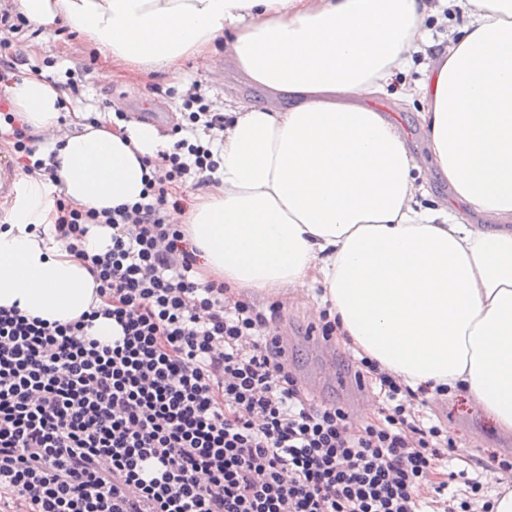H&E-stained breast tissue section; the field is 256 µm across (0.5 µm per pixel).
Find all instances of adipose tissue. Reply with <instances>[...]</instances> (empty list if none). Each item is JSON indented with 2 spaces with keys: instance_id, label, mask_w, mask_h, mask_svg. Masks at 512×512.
<instances>
[{
  "instance_id": "ef3b65f1",
  "label": "adipose tissue",
  "mask_w": 512,
  "mask_h": 512,
  "mask_svg": "<svg viewBox=\"0 0 512 512\" xmlns=\"http://www.w3.org/2000/svg\"><path fill=\"white\" fill-rule=\"evenodd\" d=\"M474 11L420 89L433 161L482 223L415 209L417 163L374 103L430 42L448 0H19L35 26L64 28L103 56L104 78L176 75L188 57L230 59L286 106L238 107L217 133L216 183L190 233L228 286L279 297L321 286L357 355L411 388L445 387L512 433V0ZM32 134L70 112L57 181L23 173L0 200V306L48 321L88 310L95 283L50 227L54 190L81 209L140 201L142 157L170 140L151 125L89 124L32 73L9 88Z\"/></svg>"
}]
</instances>
